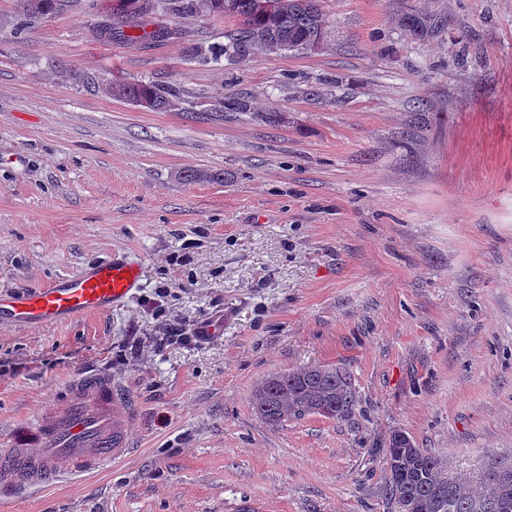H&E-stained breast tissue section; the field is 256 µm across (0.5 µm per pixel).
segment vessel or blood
<instances>
[{"mask_svg":"<svg viewBox=\"0 0 512 512\" xmlns=\"http://www.w3.org/2000/svg\"><path fill=\"white\" fill-rule=\"evenodd\" d=\"M140 267L122 257L89 264L43 287L0 296V319L47 325L106 311L140 286ZM136 410L111 374L85 371L62 390L59 405L35 416L29 442L0 456V502H18L31 491L63 480L111 470L132 447L127 427Z\"/></svg>","mask_w":512,"mask_h":512,"instance_id":"b4317fda","label":"vessel or blood"}]
</instances>
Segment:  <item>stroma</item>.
I'll list each match as a JSON object with an SVG mask.
<instances>
[{"label":"stroma","mask_w":512,"mask_h":512,"mask_svg":"<svg viewBox=\"0 0 512 512\" xmlns=\"http://www.w3.org/2000/svg\"><path fill=\"white\" fill-rule=\"evenodd\" d=\"M323 8L318 49L213 62L104 44L76 10L19 35L0 0V294L116 254L142 272L112 310L0 321V449L88 368L138 410L128 459L16 512H398L391 430L476 489L512 457V0ZM88 72L186 95L152 111ZM307 365L350 373L354 421L255 413L257 383Z\"/></svg>","instance_id":"1"}]
</instances>
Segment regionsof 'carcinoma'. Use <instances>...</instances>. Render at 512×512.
Segmentation results:
<instances>
[{
    "label": "carcinoma",
    "instance_id": "1",
    "mask_svg": "<svg viewBox=\"0 0 512 512\" xmlns=\"http://www.w3.org/2000/svg\"><path fill=\"white\" fill-rule=\"evenodd\" d=\"M23 17L16 29L27 30L49 16L74 8L87 13L92 0H23ZM276 10L264 14L256 0H113L112 12L97 24L100 40L151 44L160 39L191 41V21L203 14H229L240 21V30L216 57L271 54L312 48V40L326 35L328 19L321 0H275ZM157 16L181 20L173 27L147 30ZM93 89L131 101L154 111H165L182 99L183 90L151 82L100 81L94 74L83 77ZM251 403L267 423L279 425L310 415L350 421L357 412V396L348 372L333 366H303L273 374L254 388ZM385 492L400 512H512V462L492 459L482 475L483 490L443 477L444 464L424 448L415 445L404 431H390L385 441Z\"/></svg>",
    "mask_w": 512,
    "mask_h": 512
}]
</instances>
